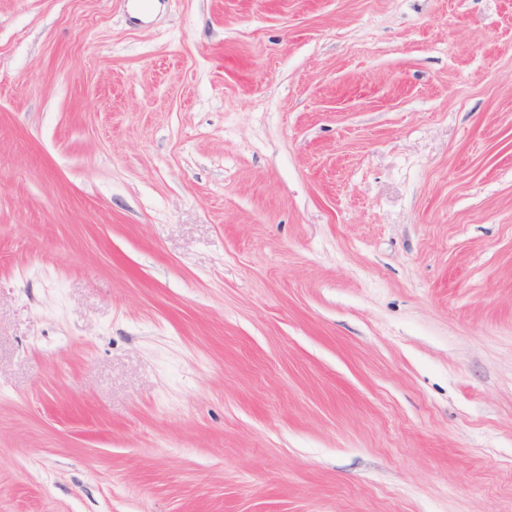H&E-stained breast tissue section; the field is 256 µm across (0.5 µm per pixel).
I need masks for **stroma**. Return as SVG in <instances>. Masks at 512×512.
Returning a JSON list of instances; mask_svg holds the SVG:
<instances>
[{
    "mask_svg": "<svg viewBox=\"0 0 512 512\" xmlns=\"http://www.w3.org/2000/svg\"><path fill=\"white\" fill-rule=\"evenodd\" d=\"M0 512H512V0H0Z\"/></svg>",
    "mask_w": 512,
    "mask_h": 512,
    "instance_id": "35a3bbf8",
    "label": "stroma"
}]
</instances>
